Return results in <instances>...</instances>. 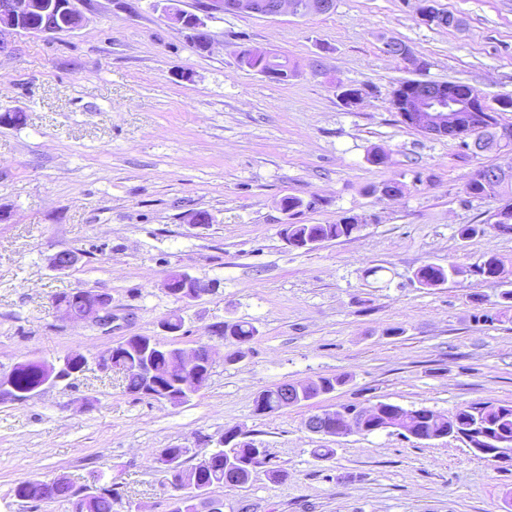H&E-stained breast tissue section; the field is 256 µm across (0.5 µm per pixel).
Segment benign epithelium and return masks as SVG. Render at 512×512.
<instances>
[{"label":"benign epithelium","mask_w":512,"mask_h":512,"mask_svg":"<svg viewBox=\"0 0 512 512\" xmlns=\"http://www.w3.org/2000/svg\"><path fill=\"white\" fill-rule=\"evenodd\" d=\"M81 0H4L0 4V55L9 51V44L1 34L11 32L55 36L72 33L84 24L85 17L78 8ZM154 9L167 23L182 30L189 31L193 36L210 43L208 22L224 16V0H205L200 13L189 12L176 6L174 0H153ZM321 7L319 0H309L303 10L291 0H279L269 17H277L284 13L299 15V12L315 13ZM250 55L258 60L252 71L269 79L282 76L278 69L280 54L267 48L253 47ZM410 92L398 103V112L403 121L410 127L427 134L436 135L440 132L454 131L463 138L474 139L487 128V117L478 110L469 97L457 95V90L448 83L423 81L409 85ZM77 258L69 250H60L49 257V265L57 272L68 271ZM163 287L165 291L179 289L178 295L183 302L194 301L208 292L207 283L200 277L185 271H175V275L167 276ZM93 299L92 305L79 317H75L65 308H60L65 319L69 321L90 322L103 330L112 328V297L103 291L80 289ZM63 361L46 364L47 379L36 389L43 392L57 385L62 379H71L79 374L74 370L71 374L61 376L60 367ZM320 421V427L313 433L329 437H339L355 428V422L343 411H324L314 416ZM472 452L498 463H512V450L506 448H472Z\"/></svg>","instance_id":"obj_1"}]
</instances>
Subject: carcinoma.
<instances>
[{"label":"carcinoma","mask_w":512,"mask_h":512,"mask_svg":"<svg viewBox=\"0 0 512 512\" xmlns=\"http://www.w3.org/2000/svg\"><path fill=\"white\" fill-rule=\"evenodd\" d=\"M464 193L469 198L485 199L500 198L512 203V177L506 181L492 180L489 171L483 169L476 173L465 184ZM358 228L355 217H343L334 224H290L286 228L290 239H318L330 242L350 236ZM502 272L501 260L494 253L484 256V259L470 269V274L486 281L499 280ZM465 270L450 263L443 267L435 263H425L415 272V281L422 288H438L455 281ZM505 289L499 294L496 305L499 310L494 315L482 314L477 320L492 323L507 316L512 311V287L503 283ZM222 338H231L238 343H248L258 335V329L250 322L232 321L222 323L217 329ZM155 337L138 335L128 338L118 349L115 361L117 370L123 375L126 391L151 398L166 401L170 404L182 402L183 388L181 378L175 373L171 364L175 356L169 353L160 354L154 358L153 366L157 372L155 380L147 382L142 367V353L148 342ZM213 362L207 356L200 358L197 365L198 384L191 394H196L207 385L212 371ZM13 382L17 389L30 391L45 379V371L37 363L24 360L12 367ZM345 383L342 376L320 377L315 381L296 384L301 400L308 401L320 395L336 390ZM255 411L260 414H274L281 410L278 386L273 385L261 390L254 400ZM395 425L397 430L409 438L426 441L433 436H454L465 427L471 428L468 435L470 442H484L492 447L496 441L505 439L512 442V405H501L493 400L473 402L455 409L449 415H442L427 407L404 409L399 405L379 402L366 410L360 417L359 432L372 434L386 430V426ZM242 432L230 428L224 432V437H233L235 442L229 448H218L190 468L183 467L189 449L174 446L161 449L158 460L168 457L182 465V470L176 474H167V482L172 490L171 500L177 505L174 512H205L208 497L200 496V489L210 491L214 487H235L246 484L252 473L269 463L267 452L257 453L253 442L241 439ZM14 496L30 502L63 501L70 505L71 512H112V490L97 489L84 496H78L79 487L67 478L60 476L42 483L20 480L16 483Z\"/></svg>","instance_id":"carcinoma-1"}]
</instances>
